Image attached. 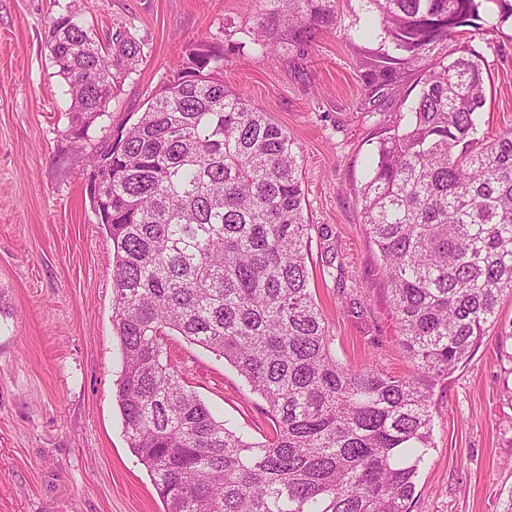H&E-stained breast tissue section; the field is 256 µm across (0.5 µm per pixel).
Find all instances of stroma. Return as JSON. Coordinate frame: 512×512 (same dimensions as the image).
Wrapping results in <instances>:
<instances>
[{
	"label": "stroma",
	"mask_w": 512,
	"mask_h": 512,
	"mask_svg": "<svg viewBox=\"0 0 512 512\" xmlns=\"http://www.w3.org/2000/svg\"><path fill=\"white\" fill-rule=\"evenodd\" d=\"M67 5L98 38L122 27L145 45L109 106L116 133L189 49L223 45L225 85L294 139L304 214L327 235L313 240L308 269L337 358L357 366L374 357L398 374L409 365L355 191L377 118L409 111L415 95L407 83L378 117L362 110L360 58L381 42L365 34L364 0H336L332 26L275 59L253 46L267 0H0V512H167L112 397L121 369L112 242L90 209L85 156L69 148L68 104L46 48L49 22ZM474 44L491 68L480 126L493 137L512 127V25L498 24L492 2ZM329 247L338 281L322 275ZM511 325L507 294L497 326L436 388L412 512H502L512 489V399L498 348ZM167 345L189 389L263 440L272 420L230 364L180 336Z\"/></svg>",
	"instance_id": "obj_1"
}]
</instances>
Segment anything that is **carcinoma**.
<instances>
[{"label": "carcinoma", "instance_id": "1", "mask_svg": "<svg viewBox=\"0 0 512 512\" xmlns=\"http://www.w3.org/2000/svg\"><path fill=\"white\" fill-rule=\"evenodd\" d=\"M274 58L332 23L336 0H267ZM382 42L362 60L363 100L420 85L377 135L358 193L411 364L336 359L309 288L307 223L293 139L220 79L203 44L174 64L117 141L89 136L137 70L125 29L102 43L66 6L47 49L69 95L67 138L98 179L90 206L112 240L115 381L129 448L167 512H411L432 445L438 382L466 362L512 295V128L487 140L489 64L463 41L482 0H366ZM224 358L274 422L253 441L186 388L173 334Z\"/></svg>", "mask_w": 512, "mask_h": 512}]
</instances>
